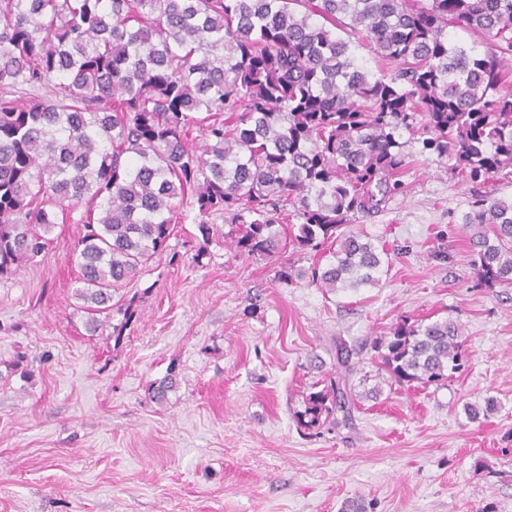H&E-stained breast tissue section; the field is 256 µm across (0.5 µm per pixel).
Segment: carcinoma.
<instances>
[{"instance_id": "cac0c4a2", "label": "carcinoma", "mask_w": 512, "mask_h": 512, "mask_svg": "<svg viewBox=\"0 0 512 512\" xmlns=\"http://www.w3.org/2000/svg\"><path fill=\"white\" fill-rule=\"evenodd\" d=\"M450 21L506 46L452 43ZM507 31L512 0H0V277L39 256L57 210L89 204L70 257L95 331L190 194L196 257L218 215L240 254L315 252L308 273L283 264L286 283L375 287L390 253L356 225L403 193V132L427 162L512 183ZM357 46L394 68L372 72ZM463 224L476 278L511 286L512 197L486 192ZM462 336L404 319L374 351L390 383L438 384L464 366ZM346 400L336 383L311 392L299 422Z\"/></svg>"}]
</instances>
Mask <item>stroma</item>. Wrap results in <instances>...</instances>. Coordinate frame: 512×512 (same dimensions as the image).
<instances>
[{"label":"stroma","instance_id":"stroma-1","mask_svg":"<svg viewBox=\"0 0 512 512\" xmlns=\"http://www.w3.org/2000/svg\"><path fill=\"white\" fill-rule=\"evenodd\" d=\"M405 183L362 225L391 254L377 287L286 284L278 261L219 236L197 255L188 197L94 332L69 257L85 210L66 209L0 278V512H512V288L476 280L462 224L481 188L421 160ZM404 318L459 321L468 370L380 386L371 344ZM333 380L346 417L300 432L304 396Z\"/></svg>","mask_w":512,"mask_h":512}]
</instances>
